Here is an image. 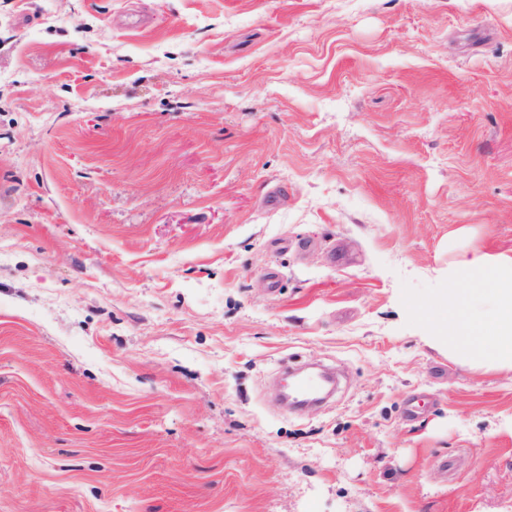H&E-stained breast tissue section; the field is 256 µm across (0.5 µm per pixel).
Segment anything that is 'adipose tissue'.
Returning a JSON list of instances; mask_svg holds the SVG:
<instances>
[{"label": "adipose tissue", "instance_id": "ef3b65f1", "mask_svg": "<svg viewBox=\"0 0 512 512\" xmlns=\"http://www.w3.org/2000/svg\"><path fill=\"white\" fill-rule=\"evenodd\" d=\"M470 274L466 287L438 295L430 329L434 341L478 368L512 371V254H459Z\"/></svg>", "mask_w": 512, "mask_h": 512}]
</instances>
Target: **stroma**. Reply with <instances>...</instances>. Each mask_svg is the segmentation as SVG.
I'll list each match as a JSON object with an SVG mask.
<instances>
[{
    "mask_svg": "<svg viewBox=\"0 0 512 512\" xmlns=\"http://www.w3.org/2000/svg\"><path fill=\"white\" fill-rule=\"evenodd\" d=\"M472 249L512 0H0V512H512V373L425 320ZM333 377L325 372L309 373L295 381V390L306 395L320 393L328 383H332Z\"/></svg>",
    "mask_w": 512,
    "mask_h": 512,
    "instance_id": "35a3bbf8",
    "label": "stroma"
}]
</instances>
